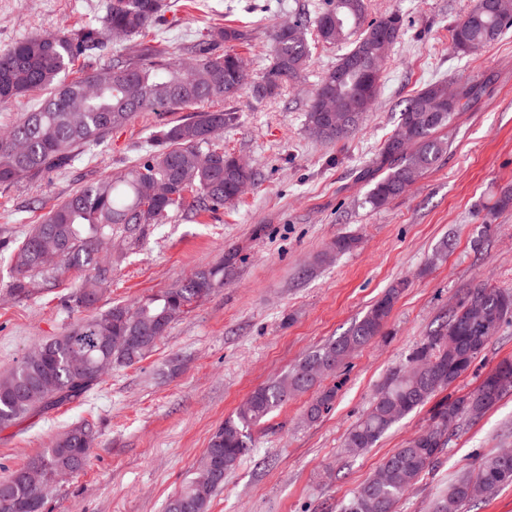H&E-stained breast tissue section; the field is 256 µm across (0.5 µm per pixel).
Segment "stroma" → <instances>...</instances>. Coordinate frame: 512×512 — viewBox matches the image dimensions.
<instances>
[{"label": "stroma", "instance_id": "1", "mask_svg": "<svg viewBox=\"0 0 512 512\" xmlns=\"http://www.w3.org/2000/svg\"><path fill=\"white\" fill-rule=\"evenodd\" d=\"M106 0H0V52L43 31L66 32L94 21ZM322 0H168L154 33L170 50L208 25L249 29L242 46L250 77L267 66L275 26L294 12L315 13ZM367 16L400 14L404 26L386 59L374 107L337 143L310 134L305 114L343 45L315 44L300 79L261 102L240 95L237 126L224 150L244 160L256 180L235 204L162 224L129 240L113 229L112 282L96 306L132 305L174 287L227 255L224 286L174 321L148 357L114 367L89 397L0 431V479L50 448L81 421L97 430L88 466L48 494L45 512H165L196 469L213 433L247 397L305 355L344 335L391 284L407 280L382 336L337 370L332 409L314 422L309 394L274 411L253 433L250 454L224 476L208 512H343L384 458L429 423L427 409L400 419L358 455L344 449L349 429L379 388L403 369L437 320L469 290L512 292V209L493 214L512 188V29L478 55L455 52L450 30L473 0H366ZM476 81L482 92L442 135L449 148L410 189L384 208L364 199L376 161L406 102L426 85ZM190 110L143 112L86 147L79 161L35 183L0 187V242H19L40 214L86 181L133 165L160 125ZM358 240L338 254L336 237ZM448 255L433 261L442 238ZM11 261L0 249V372L79 318L66 301L81 272L40 273L28 294L11 292ZM512 361V321L504 322L449 394L471 392L501 361ZM512 448V394L476 420L462 421L433 468L396 512H430L463 467Z\"/></svg>", "mask_w": 512, "mask_h": 512}]
</instances>
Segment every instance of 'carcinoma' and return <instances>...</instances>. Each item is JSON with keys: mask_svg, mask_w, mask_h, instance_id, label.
Instances as JSON below:
<instances>
[{"mask_svg": "<svg viewBox=\"0 0 512 512\" xmlns=\"http://www.w3.org/2000/svg\"><path fill=\"white\" fill-rule=\"evenodd\" d=\"M166 8L165 0H111L96 26L83 24L67 34L46 32L16 42L0 53V107L9 106L35 92L42 99L34 110L23 113L0 134V185L33 182L77 161L80 150L99 142L112 130L128 124L141 112L183 109L198 103L231 100L243 90L261 102L295 82L304 70L314 43L347 44L349 49L321 79L319 99L311 100L307 127L318 139L337 143L358 127L377 95L365 96V73L353 61L369 62L387 56L389 47L379 40L387 28L399 32L402 16L393 13L367 20L365 0H324L314 17L296 13L288 27L275 29L269 44V65L257 79L244 83V60L235 46L248 41L242 27L211 26L180 52H171L150 38L155 20ZM512 26V13L485 11L481 0L451 29L453 48L476 54L490 48L503 29ZM114 32L131 43L129 52L100 65L93 73L70 79L79 59L100 56L105 38ZM224 46V52L216 51ZM469 82L456 91L448 105V87L435 82L421 89L400 112L395 133L383 145L377 162L381 174L372 179L365 203L373 210L404 194L415 180L447 153L448 141L439 136L455 113L463 110L478 92ZM352 117L342 134L327 133L330 113L324 103ZM240 111L233 105L199 111L168 123L154 132L149 147L126 170L95 179L55 205L14 246L11 291L22 295L32 288L31 273L76 269L86 273L69 297L73 310L93 308L102 286L112 280V262L102 257L119 224L131 238L144 224H161L185 207L211 211L236 202L255 182L252 169L229 168L232 156L216 144L212 132L239 124ZM231 258L198 270L173 288L152 295L133 306L116 304L97 317L81 318L58 336L36 345L11 372L0 375V431L21 420L46 413L91 392L101 381L96 364L112 337L141 334L152 337L144 349L112 354L117 365H132L151 353L170 324L193 303L224 287ZM405 283L388 288L343 336L308 354L276 381L256 389L238 410L224 420L209 442L221 453L222 471L232 470L249 454L253 430L289 398L314 391L306 408L315 421L329 411L336 387L322 388V379L336 371L353 352L383 333L392 308ZM476 302L486 310L490 324L500 326L512 318V292L479 287L469 291L446 320L430 331L409 355V368L395 373L378 392L367 415L345 439L351 455L372 447L402 418L430 406L429 424L417 437L406 441L385 458L381 468L387 478L371 477L355 491L344 512H354L358 501L376 502L378 512H395L396 504L435 462L452 441L453 434L440 426L454 417L461 420L463 398L435 397L467 373L490 336L468 325L465 309ZM455 336L457 351L448 349V335ZM87 359L88 373L76 378L70 370L75 354ZM512 393V383L500 387L491 377L482 379L472 392L473 408L485 412ZM96 432L79 423L57 438L35 458L44 487H33L22 470L0 480V512H44L23 509L29 501L45 504L48 492L59 480L82 470L89 462ZM480 483L493 493L512 484V450L504 448L481 458L474 469L462 470L437 503L439 512H463L473 501L469 490ZM215 490L210 473L199 466L193 477L166 504V512H207Z\"/></svg>", "mask_w": 512, "mask_h": 512, "instance_id": "1", "label": "carcinoma"}]
</instances>
